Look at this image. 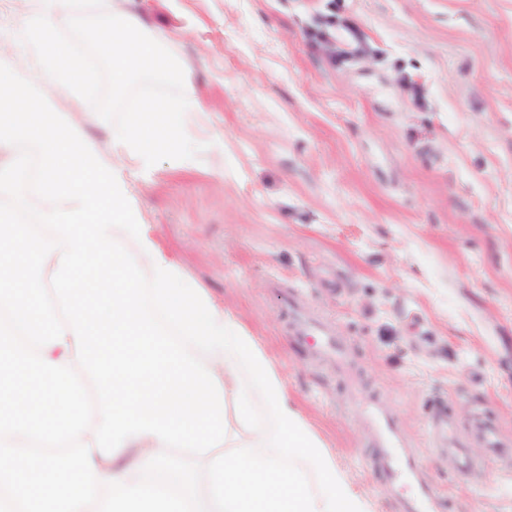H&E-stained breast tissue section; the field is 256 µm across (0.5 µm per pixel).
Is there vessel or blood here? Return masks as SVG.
I'll list each match as a JSON object with an SVG mask.
<instances>
[{
    "label": "vessel or blood",
    "mask_w": 512,
    "mask_h": 512,
    "mask_svg": "<svg viewBox=\"0 0 512 512\" xmlns=\"http://www.w3.org/2000/svg\"><path fill=\"white\" fill-rule=\"evenodd\" d=\"M291 317L297 326V342L311 343L319 357L339 366L345 364L347 352L333 331L323 324L310 321L299 312H292ZM363 415L372 448L367 462L391 489L397 512H444L445 496L436 484L424 478L421 457L402 437L396 415L376 395L371 396L365 404ZM450 430L447 406L445 402H437L430 426L433 447L454 450L462 470L472 469L473 458L465 448L454 443ZM473 430L485 449L487 460L512 461V444L501 438L488 418L476 419Z\"/></svg>",
    "instance_id": "vessel-or-blood-1"
}]
</instances>
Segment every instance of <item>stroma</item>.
<instances>
[{
	"mask_svg": "<svg viewBox=\"0 0 512 512\" xmlns=\"http://www.w3.org/2000/svg\"><path fill=\"white\" fill-rule=\"evenodd\" d=\"M34 0H0V58L46 90L20 35ZM200 109L198 158L116 156L144 231L272 360L314 436L368 498L360 393L294 341V301L418 448L452 512H512L511 463H484L471 424L512 439V0H126ZM482 461L461 474L429 439L436 402Z\"/></svg>",
	"mask_w": 512,
	"mask_h": 512,
	"instance_id": "35a3bbf8",
	"label": "stroma"
}]
</instances>
